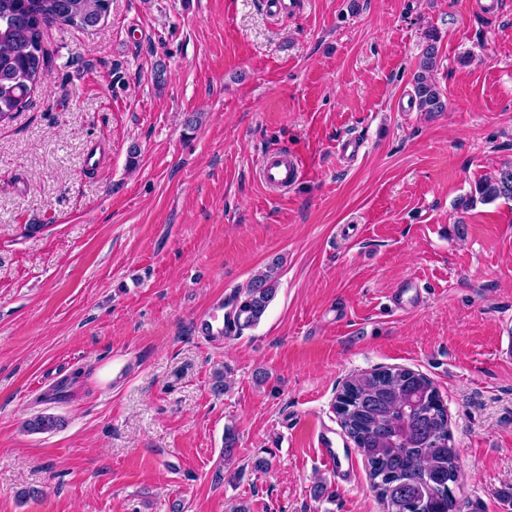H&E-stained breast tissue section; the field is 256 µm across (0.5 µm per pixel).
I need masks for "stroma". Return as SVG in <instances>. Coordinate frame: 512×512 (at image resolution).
I'll return each instance as SVG.
<instances>
[{
    "label": "stroma",
    "instance_id": "obj_1",
    "mask_svg": "<svg viewBox=\"0 0 512 512\" xmlns=\"http://www.w3.org/2000/svg\"><path fill=\"white\" fill-rule=\"evenodd\" d=\"M507 2L111 0L45 31L47 76L0 123V512H382L363 458L337 486L314 430L352 447L337 395L393 366L439 391L461 512H512V201L455 207L512 163ZM430 25L434 116L410 104ZM272 148L307 168L282 192ZM275 260L258 325L196 337ZM411 277L424 302L397 313ZM39 414L63 424L24 432ZM303 168L301 158L288 150L267 151L259 160L260 177L274 189L297 183L303 176ZM192 320L198 336L210 341H223L224 299H216L206 309L196 313Z\"/></svg>",
    "mask_w": 512,
    "mask_h": 512
}]
</instances>
